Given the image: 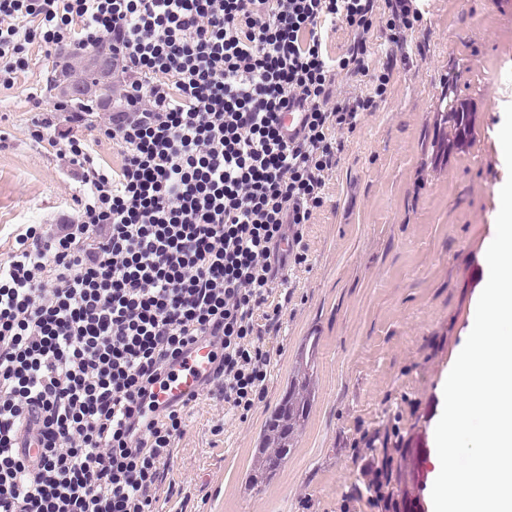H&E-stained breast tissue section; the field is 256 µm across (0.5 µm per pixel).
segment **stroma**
I'll use <instances>...</instances> for the list:
<instances>
[{"label":"stroma","instance_id":"35a3bbf8","mask_svg":"<svg viewBox=\"0 0 512 512\" xmlns=\"http://www.w3.org/2000/svg\"><path fill=\"white\" fill-rule=\"evenodd\" d=\"M512 0H418L385 102L344 135L327 201L304 229L308 259L289 269L285 333L265 392L246 419L204 394L175 442L159 512H374L351 499L360 480L354 441L399 425L420 449L407 512H431L434 427L442 385L468 337L482 292L486 241L507 179L498 131L512 103ZM54 61L40 44L11 89L0 88V263L27 224L71 214L66 163L34 146L35 105H55ZM466 103L473 133L447 152L449 97ZM317 344L315 400L282 467L252 487L264 426L308 341ZM223 431H215V424Z\"/></svg>","mask_w":512,"mask_h":512}]
</instances>
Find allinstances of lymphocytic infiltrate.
Returning <instances> with one entry per match:
<instances>
[{
    "mask_svg": "<svg viewBox=\"0 0 512 512\" xmlns=\"http://www.w3.org/2000/svg\"><path fill=\"white\" fill-rule=\"evenodd\" d=\"M419 20L416 0H0L1 87L27 45H106L114 97L103 116L53 109L27 127L68 163L79 209L27 225L0 264V512H155L191 403L156 413L148 398L200 340L222 354L207 392L248 416L282 328L278 247L306 262L337 134L379 109ZM329 22L352 33L336 58ZM377 30L389 50L374 68ZM344 70L369 92L337 96ZM291 102L306 114L295 143L278 125ZM79 128L119 148V170L95 164ZM30 427L35 463L21 447ZM360 440L381 491L400 443Z\"/></svg>",
    "mask_w": 512,
    "mask_h": 512,
    "instance_id": "obj_1",
    "label": "lymphocytic infiltrate"
}]
</instances>
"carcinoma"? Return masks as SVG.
I'll return each mask as SVG.
<instances>
[{
	"label": "carcinoma",
	"instance_id": "1",
	"mask_svg": "<svg viewBox=\"0 0 512 512\" xmlns=\"http://www.w3.org/2000/svg\"><path fill=\"white\" fill-rule=\"evenodd\" d=\"M473 131L472 114L448 98V151H453L459 142L467 140ZM300 379L289 386L279 407L266 422V432L272 447L264 449L261 473L270 475L282 465L288 454L287 447L294 440L308 413L311 403L314 360L307 358L299 364Z\"/></svg>",
	"mask_w": 512,
	"mask_h": 512
}]
</instances>
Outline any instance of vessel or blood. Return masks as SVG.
I'll use <instances>...</instances> for the list:
<instances>
[{"label": "vessel or blood", "mask_w": 512, "mask_h": 512, "mask_svg": "<svg viewBox=\"0 0 512 512\" xmlns=\"http://www.w3.org/2000/svg\"><path fill=\"white\" fill-rule=\"evenodd\" d=\"M218 358L215 347L200 343L169 363L164 369L161 383L154 387L157 405H172L199 391L203 381L213 376Z\"/></svg>", "instance_id": "1"}]
</instances>
